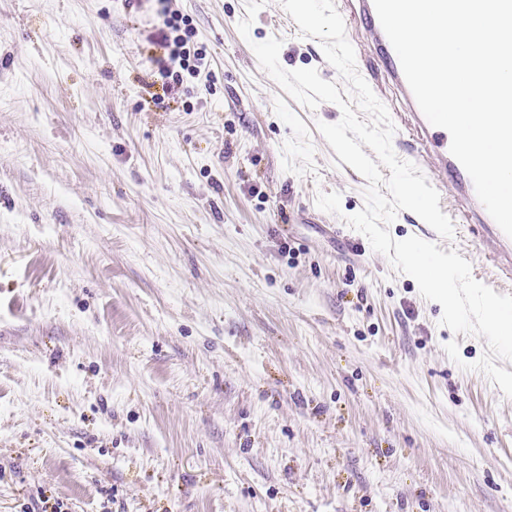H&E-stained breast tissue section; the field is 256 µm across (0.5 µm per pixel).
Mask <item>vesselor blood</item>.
<instances>
[{
    "label": "vessel or blood",
    "instance_id": "1",
    "mask_svg": "<svg viewBox=\"0 0 512 512\" xmlns=\"http://www.w3.org/2000/svg\"><path fill=\"white\" fill-rule=\"evenodd\" d=\"M346 37L354 49H368L371 61L362 77L378 99L399 96L403 109L392 113L394 151L413 163L440 195L441 211L456 229L471 235L489 277L501 291L512 290V238L507 237L479 201L474 184L450 152V135L431 125L405 79L399 58L387 38L373 0H336Z\"/></svg>",
    "mask_w": 512,
    "mask_h": 512
}]
</instances>
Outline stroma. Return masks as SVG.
Listing matches in <instances>:
<instances>
[{"label": "stroma", "instance_id": "obj_1", "mask_svg": "<svg viewBox=\"0 0 512 512\" xmlns=\"http://www.w3.org/2000/svg\"><path fill=\"white\" fill-rule=\"evenodd\" d=\"M175 6L206 59L171 98L155 0H0V512H512L485 338L345 223L368 182L316 128L340 107L252 50L339 81L319 40L280 0L245 37L247 0ZM412 217L393 239L485 281Z\"/></svg>", "mask_w": 512, "mask_h": 512}]
</instances>
